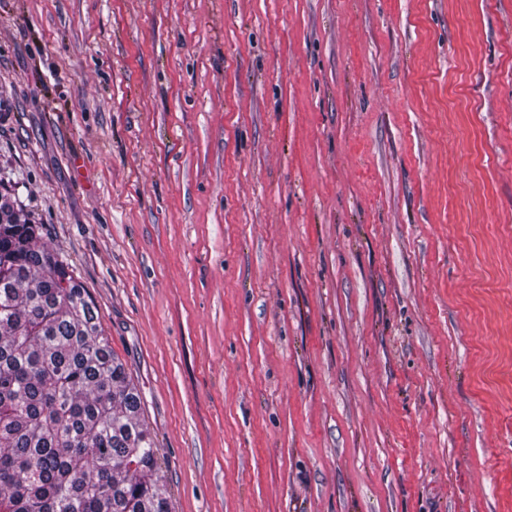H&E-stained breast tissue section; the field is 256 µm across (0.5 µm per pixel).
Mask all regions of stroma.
Instances as JSON below:
<instances>
[{"label": "stroma", "instance_id": "stroma-1", "mask_svg": "<svg viewBox=\"0 0 512 512\" xmlns=\"http://www.w3.org/2000/svg\"><path fill=\"white\" fill-rule=\"evenodd\" d=\"M0 185L172 512H512V0H0Z\"/></svg>", "mask_w": 512, "mask_h": 512}]
</instances>
